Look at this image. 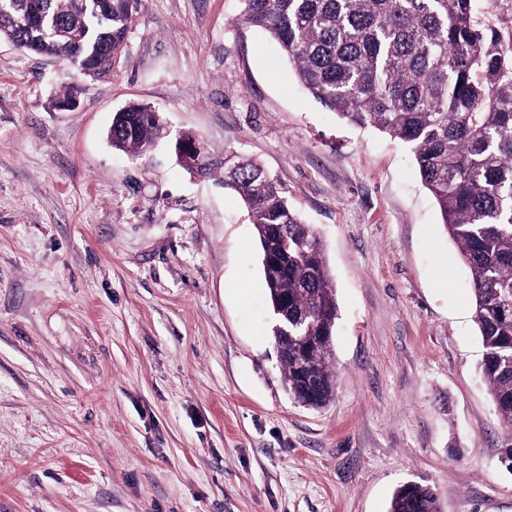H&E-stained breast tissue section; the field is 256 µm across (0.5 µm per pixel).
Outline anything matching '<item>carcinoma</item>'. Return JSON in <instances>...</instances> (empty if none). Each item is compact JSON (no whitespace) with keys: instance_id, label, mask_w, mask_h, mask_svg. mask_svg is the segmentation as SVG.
I'll list each match as a JSON object with an SVG mask.
<instances>
[{"instance_id":"obj_1","label":"carcinoma","mask_w":512,"mask_h":512,"mask_svg":"<svg viewBox=\"0 0 512 512\" xmlns=\"http://www.w3.org/2000/svg\"><path fill=\"white\" fill-rule=\"evenodd\" d=\"M239 20L277 41L304 88L359 127L406 143L443 224L471 273L474 321L484 354L481 372L507 429L500 450L512 473V44L474 18L475 0H240ZM138 0H6L0 40L24 51L39 34L36 17L77 35L48 37L32 52L61 58L82 74L111 68L123 49ZM154 110L130 103L115 112L112 148L137 155L160 138ZM257 232L275 317L303 318L298 335L315 343L309 370L296 373L295 341L283 343L288 393L311 408L336 390L332 336L338 306L324 249L257 162L230 169L212 158ZM288 227V252L280 229ZM437 494L406 484L389 512H436Z\"/></svg>"}]
</instances>
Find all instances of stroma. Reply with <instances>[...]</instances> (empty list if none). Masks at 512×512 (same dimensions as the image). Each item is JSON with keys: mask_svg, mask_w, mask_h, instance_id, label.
<instances>
[{"mask_svg": "<svg viewBox=\"0 0 512 512\" xmlns=\"http://www.w3.org/2000/svg\"><path fill=\"white\" fill-rule=\"evenodd\" d=\"M239 0H140L109 72L0 41V512H512L469 271L410 148L326 110ZM71 110L54 105L69 87ZM168 130L112 148L116 111ZM256 159L335 287L334 400L283 383L255 228L178 161ZM437 498L430 487L409 483L396 490L389 512H436Z\"/></svg>", "mask_w": 512, "mask_h": 512, "instance_id": "35a3bbf8", "label": "stroma"}]
</instances>
